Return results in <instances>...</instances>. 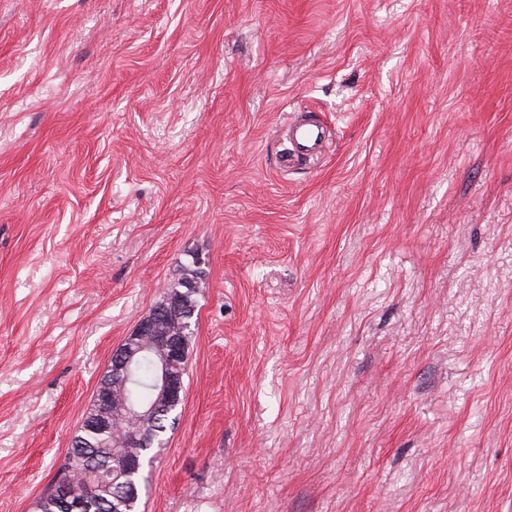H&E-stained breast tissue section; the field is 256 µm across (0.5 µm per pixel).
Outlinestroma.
<instances>
[{"mask_svg":"<svg viewBox=\"0 0 512 512\" xmlns=\"http://www.w3.org/2000/svg\"><path fill=\"white\" fill-rule=\"evenodd\" d=\"M192 254L139 512H512V0H0V512ZM287 129L297 151L312 155L322 151L329 133L327 127L319 121L303 119L299 115L289 120ZM183 286L182 281H174L167 285V287L164 289L161 298L155 303L152 311L160 310L161 308L165 307V301L166 297L171 292H175L176 289L181 290V287ZM182 288H188L185 292L179 293L178 296L172 297L170 301H168L169 307H168V313L170 314H182L185 313V315L189 311V306L191 303L189 302V298L191 294L193 293V288H195V284L192 281H184V286ZM197 294V293H196ZM196 294L193 295L191 301H192V309L194 310L193 314H189V316L183 315L180 319L173 320L168 324V328L172 329L173 331L184 334L186 338L187 345H189L190 338L192 336V319L195 314V309L197 307V300H196ZM188 322V325L185 323Z\"/></svg>","mask_w":512,"mask_h":512,"instance_id":"1","label":"stroma"}]
</instances>
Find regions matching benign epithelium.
<instances>
[{
    "label": "benign epithelium",
    "mask_w": 512,
    "mask_h": 512,
    "mask_svg": "<svg viewBox=\"0 0 512 512\" xmlns=\"http://www.w3.org/2000/svg\"><path fill=\"white\" fill-rule=\"evenodd\" d=\"M186 291L179 293L168 301V313L182 314L189 311V298L193 293L195 284L192 281L184 282ZM159 354L158 376L154 388V399L149 404L135 407L131 404L123 406L119 412L109 414L108 405L112 398L109 390H99L96 393L97 402L101 406L98 418L99 429L107 432L112 429L111 418H120L132 427L123 440L115 444L117 448L126 445H146L151 436V425L154 417L159 413L176 412L182 405L185 385L182 376L172 372V366L176 360L184 356V340L180 335L163 332L156 325V313L152 312L143 318L135 331L126 338L125 342L112 355L114 362V377L117 384H128L133 379V368L136 360L145 350ZM145 461L138 456L115 454L112 456V472L124 473L132 478H137ZM95 497V493L76 498L68 487L59 488L55 499L64 512H85L88 501ZM138 491L136 482L123 483L112 493V512H133V505L137 502Z\"/></svg>",
    "instance_id": "obj_1"
}]
</instances>
